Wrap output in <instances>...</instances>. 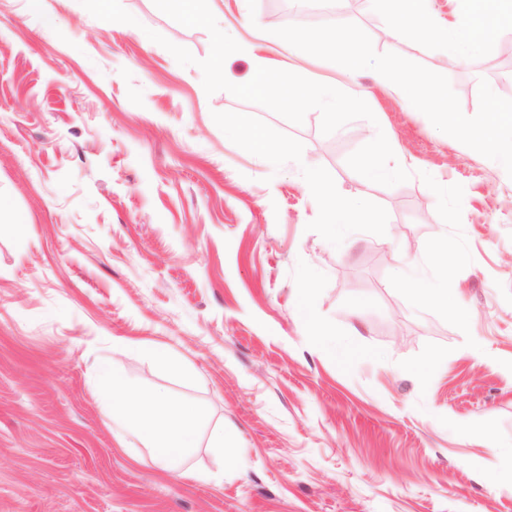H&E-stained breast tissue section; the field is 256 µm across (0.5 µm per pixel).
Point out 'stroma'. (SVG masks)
Wrapping results in <instances>:
<instances>
[{
    "label": "stroma",
    "mask_w": 512,
    "mask_h": 512,
    "mask_svg": "<svg viewBox=\"0 0 512 512\" xmlns=\"http://www.w3.org/2000/svg\"><path fill=\"white\" fill-rule=\"evenodd\" d=\"M275 0H211L226 33L307 78L366 96L374 120L331 134L225 91L206 94L210 35L153 0L136 24L80 0H0V512H512V178L420 112L342 66L278 46ZM386 0H333L300 24L353 22L376 52L448 77L478 111L470 64L449 66L419 30L387 33ZM187 48L180 66L147 36ZM256 117L303 145L265 166L216 112ZM410 179L373 185L387 231L333 246L302 165L355 197L347 158L377 132ZM24 222L22 233L12 225ZM408 241L399 252L400 241ZM448 264H441V257ZM447 281L465 305H417L412 282ZM126 339L168 348L174 368ZM197 408L187 480L120 447L96 368Z\"/></svg>",
    "instance_id": "35a3bbf8"
}]
</instances>
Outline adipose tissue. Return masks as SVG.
<instances>
[{"label": "adipose tissue", "instance_id": "adipose-tissue-1", "mask_svg": "<svg viewBox=\"0 0 512 512\" xmlns=\"http://www.w3.org/2000/svg\"><path fill=\"white\" fill-rule=\"evenodd\" d=\"M390 36L407 27L423 25L455 57L458 46L479 52L502 25L512 26V0H457L466 23L459 29L438 28L432 22H420L412 0H391ZM101 383L110 396V412L115 421L125 424L146 447L151 462L167 471L179 470L187 456L199 444V417L191 405L168 399L163 394L132 393L120 371L100 367Z\"/></svg>", "mask_w": 512, "mask_h": 512}]
</instances>
